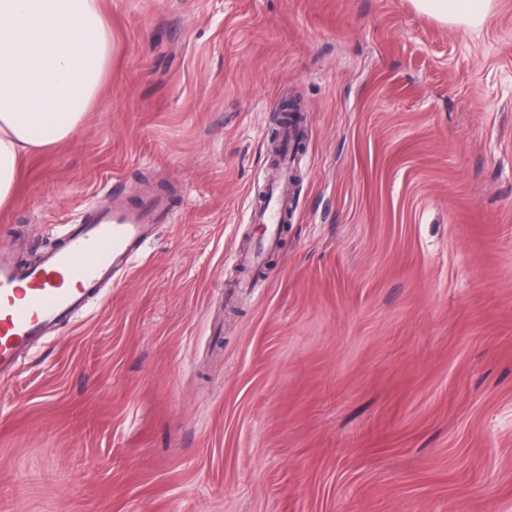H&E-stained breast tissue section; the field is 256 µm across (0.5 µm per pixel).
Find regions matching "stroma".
Wrapping results in <instances>:
<instances>
[{
	"instance_id": "1",
	"label": "stroma",
	"mask_w": 512,
	"mask_h": 512,
	"mask_svg": "<svg viewBox=\"0 0 512 512\" xmlns=\"http://www.w3.org/2000/svg\"><path fill=\"white\" fill-rule=\"evenodd\" d=\"M112 55L27 159L30 263L121 184L131 273L0 381V512H512V0H99ZM301 119L293 206L239 250ZM495 0H411L417 11L449 25L477 30L486 22Z\"/></svg>"
}]
</instances>
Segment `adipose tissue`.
<instances>
[{
	"label": "adipose tissue",
	"mask_w": 512,
	"mask_h": 512,
	"mask_svg": "<svg viewBox=\"0 0 512 512\" xmlns=\"http://www.w3.org/2000/svg\"><path fill=\"white\" fill-rule=\"evenodd\" d=\"M417 11L479 29L494 0H412ZM99 0H0V207L23 161L65 142L97 102L111 40Z\"/></svg>",
	"instance_id": "obj_1"
}]
</instances>
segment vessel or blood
Returning <instances> with one entry per match:
<instances>
[{
	"instance_id": "1",
	"label": "vessel or blood",
	"mask_w": 512,
	"mask_h": 512,
	"mask_svg": "<svg viewBox=\"0 0 512 512\" xmlns=\"http://www.w3.org/2000/svg\"><path fill=\"white\" fill-rule=\"evenodd\" d=\"M288 176L267 190L250 213L263 225L260 249L275 248L289 205ZM173 221L172 200L148 193L131 200L113 191L108 204L71 225L60 243L34 265L0 253V377L10 376L49 330L68 323L132 261L159 224Z\"/></svg>"
}]
</instances>
